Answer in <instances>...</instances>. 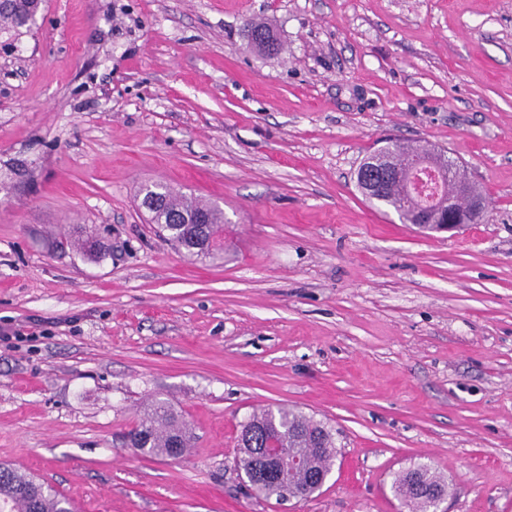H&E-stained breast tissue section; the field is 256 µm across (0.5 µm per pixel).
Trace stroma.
I'll return each mask as SVG.
<instances>
[{
  "label": "stroma",
  "instance_id": "obj_1",
  "mask_svg": "<svg viewBox=\"0 0 512 512\" xmlns=\"http://www.w3.org/2000/svg\"><path fill=\"white\" fill-rule=\"evenodd\" d=\"M386 138L460 161L485 223L370 204ZM153 182L223 208V260L147 223ZM80 230L101 252L58 247ZM155 400L179 460L127 446ZM268 407L335 429L319 494L242 485ZM421 463L444 512H512V0H45L0 30V464L77 512H409ZM395 492L411 512H444L440 505L448 496V482L429 465L408 469L395 481ZM434 510L430 511L434 496Z\"/></svg>",
  "mask_w": 512,
  "mask_h": 512
}]
</instances>
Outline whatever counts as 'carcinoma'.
Masks as SVG:
<instances>
[{"mask_svg": "<svg viewBox=\"0 0 512 512\" xmlns=\"http://www.w3.org/2000/svg\"><path fill=\"white\" fill-rule=\"evenodd\" d=\"M11 9L0 12V22L14 31L30 26L43 0H7ZM252 44L266 50L265 41L275 38L273 30L263 22H249ZM441 150L412 149L398 144L385 153L386 164H403L406 160L440 158ZM466 183L473 192L483 195L481 188L458 169L453 179H443L437 192L443 199L454 193L458 185ZM408 179H393L380 184L366 199L394 210L404 218L413 205L407 191ZM141 206L147 210L149 221L160 225L166 239L190 257L215 259L224 253V211L218 206L192 200L172 191L163 184L141 190ZM202 214L208 224H192L190 220ZM194 436L179 420L165 401L149 405L138 425L129 432L128 447L136 454L161 458H179L192 447ZM238 466L246 479L263 473L269 466L267 448H288L306 459V468L287 480L270 478L255 488L258 495L307 498L320 491L323 480L331 473L337 458L336 438L332 429L301 411L281 408L264 410L251 415L241 423L238 437ZM395 492L410 512H430L433 498L448 496V482L429 465H421L404 472L395 481ZM76 512L51 486L8 465H0V512H62V507Z\"/></svg>", "mask_w": 512, "mask_h": 512, "instance_id": "cac0c4a2", "label": "carcinoma"}]
</instances>
